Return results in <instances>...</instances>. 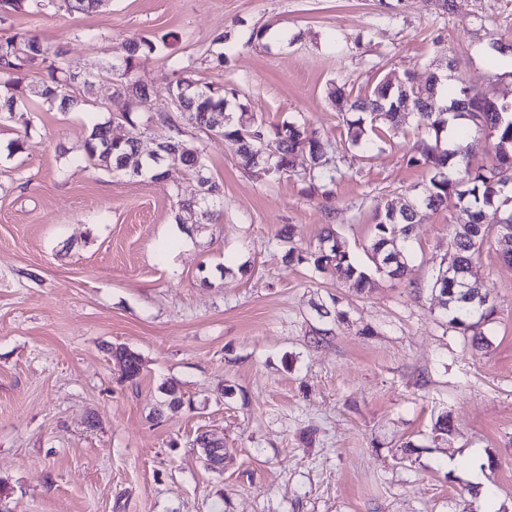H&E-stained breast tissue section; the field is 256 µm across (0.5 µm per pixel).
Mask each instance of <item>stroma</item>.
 <instances>
[{
    "mask_svg": "<svg viewBox=\"0 0 512 512\" xmlns=\"http://www.w3.org/2000/svg\"><path fill=\"white\" fill-rule=\"evenodd\" d=\"M17 30L64 50L100 99L124 40L176 35L197 79L237 89L266 124L306 122L342 176L330 197L310 194L300 154L258 179L231 143L192 129L223 190L205 221L177 202L192 188L183 167L155 180L89 162L87 109L34 97V65L21 112L0 122V512H512V265L495 234L476 265L496 304L478 350L430 286L461 209L422 210L405 277L375 274L365 293L284 262L279 238L293 225L305 250L331 231L369 264L378 214L429 172L409 162L412 123L376 128L373 152L349 146L329 89L435 71L512 100V74L482 55L512 41V0L0 2V35ZM220 33L231 51L215 69L200 54ZM133 78L165 103L166 53ZM118 345L141 357L135 382ZM170 384L183 404L164 410ZM203 432L223 441V470L206 466Z\"/></svg>",
    "mask_w": 512,
    "mask_h": 512,
    "instance_id": "35a3bbf8",
    "label": "stroma"
}]
</instances>
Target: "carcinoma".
Segmentation results:
<instances>
[{
  "label": "carcinoma",
  "mask_w": 512,
  "mask_h": 512,
  "mask_svg": "<svg viewBox=\"0 0 512 512\" xmlns=\"http://www.w3.org/2000/svg\"><path fill=\"white\" fill-rule=\"evenodd\" d=\"M171 46L168 36L161 38L134 37L121 45L122 56L112 65L111 100L95 111L118 113L126 121L131 114L145 106H151V93L145 86L132 81V72L137 61ZM47 63L46 77L34 87L35 96L51 105H58L64 112L80 103L92 101L95 80L85 77L74 78V71L65 55L56 52L48 55L38 39L28 32L17 30L7 37L0 38V121L12 118L21 108L12 90L24 82L31 66L38 58ZM175 79L169 86L168 101L154 109V124L160 128L159 140L171 146L161 151L162 161L168 165L185 167L193 180V188L188 196L177 191L179 204L184 208L200 210L201 217L213 220L217 200L222 197V188L206 173L202 152L187 139L186 128L191 127L204 134L212 133L224 137L236 146L240 165L250 173H259L260 168L253 163L255 152L265 146L271 147L269 165L284 172L288 170V157L305 153L311 161L310 187L315 190L327 189L336 181L337 169L329 165L324 156L328 148L314 134L308 131L306 123L285 121L269 129L256 115L249 112L246 105L238 102L235 90H226L222 85L205 83L192 75L191 67L176 65ZM408 87L416 92L414 99L420 102L416 109L418 127L422 134L413 147L409 158L412 164H422L430 171V178L424 192L430 197L433 209L453 203L467 210V220L453 239V257L462 268L469 271V279L474 291L484 301L479 311L472 310L459 296V290L448 292L439 289L448 326L462 334L473 332L472 344L478 348L484 337L475 333L477 327L490 322L496 306L490 295L478 286L473 273L474 261L480 249L472 248L464 237L470 233H481L486 238L488 225L482 221L483 207L493 204L494 199H503L512 193V115L504 111V103L494 97H485L474 105L475 112L467 113L468 120L493 141L495 161L489 166L474 165L465 148L452 152L441 148L440 134L448 124L447 113L441 107L462 105L465 88L459 86L450 97L440 95L437 103H429V97L422 92L430 89L431 79L425 85L416 87L408 77ZM381 102L383 111L375 119L382 121L391 131L402 129L407 113L399 110L395 95H387L386 87L376 84L365 95L357 96L350 109L358 113L353 120H346L347 141L354 147L368 151L374 149V142L367 135L365 108L371 102ZM226 113L227 120L222 127L214 124V112ZM137 137L118 138L112 136V119L90 123L85 140V152L89 161L107 171L142 176L151 172L158 160L142 157L136 146ZM422 207L420 198L415 197L397 206L388 204L384 214L378 217L374 236L370 245L371 262L378 273L390 277H402L407 271L405 243L408 242L411 226L415 223L416 212ZM288 262L307 263L314 269L328 273L336 279L362 291L374 284L368 270L357 263L350 253L342 249L332 231L320 239L312 250L302 251L288 247L283 255ZM122 378L136 381L141 372V358L132 350L119 358ZM196 446L204 453L211 464H218L216 445L209 435L202 433L195 438Z\"/></svg>",
  "instance_id": "cac0c4a2"
}]
</instances>
